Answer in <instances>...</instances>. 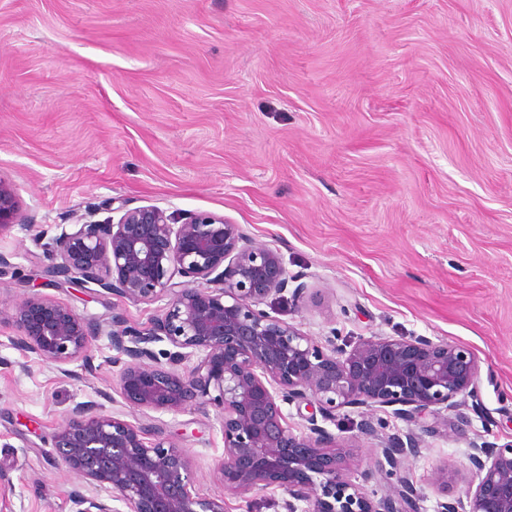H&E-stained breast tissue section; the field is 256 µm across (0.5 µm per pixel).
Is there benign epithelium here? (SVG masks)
<instances>
[{
	"instance_id": "obj_1",
	"label": "benign epithelium",
	"mask_w": 512,
	"mask_h": 512,
	"mask_svg": "<svg viewBox=\"0 0 512 512\" xmlns=\"http://www.w3.org/2000/svg\"><path fill=\"white\" fill-rule=\"evenodd\" d=\"M112 212L118 217L96 220L90 211L72 229L58 225L48 274L94 295L163 301L162 313L134 326L114 312L107 328L30 293L11 308L15 346L60 366L79 358L88 364L104 334L117 352L123 405L143 415L217 409L224 457L215 470L228 495L280 490L284 512H416L410 482L378 499L365 485L419 455L424 437L448 425V411L455 412L454 433L468 435L471 422L459 406L468 398L472 410L480 405L474 351L422 335L318 342L260 308L288 290V272L278 251L240 225L156 206L123 203ZM20 218L19 196L0 178V231ZM162 342L174 347L164 362L154 349ZM301 403L312 412L306 430L296 433L285 408ZM347 408L361 414L358 432L365 436L377 435L368 418L377 408L419 428L382 442L360 485L344 478L351 444L325 427ZM469 445L475 486L463 498L438 502L436 512H512V439L479 437ZM53 447L88 487L69 492L73 512H224V499L200 492L186 450L91 404L63 416Z\"/></svg>"
}]
</instances>
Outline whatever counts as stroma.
I'll list each match as a JSON object with an SVG mask.
<instances>
[{"label": "stroma", "mask_w": 512, "mask_h": 512, "mask_svg": "<svg viewBox=\"0 0 512 512\" xmlns=\"http://www.w3.org/2000/svg\"><path fill=\"white\" fill-rule=\"evenodd\" d=\"M0 177L34 223L0 231V512H71L52 436L81 402L174 440L224 512H282L280 491L225 494L217 412L113 403L108 337L69 376L11 345L5 312L31 290L102 322L160 314L44 275L35 236L116 198L280 250L306 290L264 307L315 340L470 347L472 432L512 439V0H0ZM358 420L330 427L354 482L379 453ZM469 453L444 429L405 460L418 512L464 495Z\"/></svg>", "instance_id": "35a3bbf8"}]
</instances>
